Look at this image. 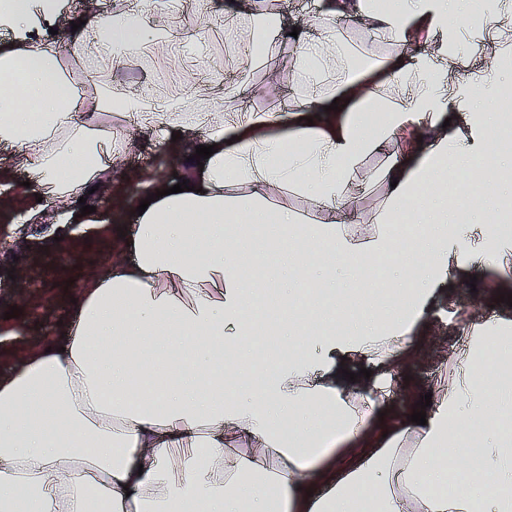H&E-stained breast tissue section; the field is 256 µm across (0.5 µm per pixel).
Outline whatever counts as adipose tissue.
I'll return each mask as SVG.
<instances>
[{
	"mask_svg": "<svg viewBox=\"0 0 512 512\" xmlns=\"http://www.w3.org/2000/svg\"><path fill=\"white\" fill-rule=\"evenodd\" d=\"M464 2L323 0L319 37L303 29L293 39L279 16L242 11L237 0H202L196 26L178 33L137 7L84 13L75 29L62 19L64 0H0V148L36 190L77 204L149 134L166 139L188 184L160 198L147 186L155 200L130 214L112 264L79 289L55 337L22 345L0 375V512H512V315L470 322L426 424L386 412L385 375L352 383L342 373L352 357L409 362L431 299L474 251L512 285V236L469 219L489 204V186L465 192L451 222L425 225L411 242L392 229L413 208L447 205V194L430 198L426 188L482 165L503 121L470 102L493 93L512 49V10L481 0L474 17ZM360 18L373 35L363 56L379 59L388 81L366 82L336 32L335 20ZM221 20L257 45L272 29L291 39L282 66L303 92L288 107L228 121L198 88L169 99L121 82L95 90L89 106L64 91V55L117 74L136 52L215 37ZM423 31L437 47L406 55ZM379 37L391 47L383 57ZM475 40L487 66L449 84ZM116 103L126 119L119 133L101 119ZM424 123L443 136L393 156L376 230L356 244L342 218L354 170ZM190 132L216 148L204 163L184 145ZM241 185L250 195L234 196ZM282 186L326 221L274 206ZM307 244L327 269L343 265L360 281L376 260L400 261L402 285L363 298L330 274L316 304L301 308ZM258 248L273 253L290 287L246 277ZM411 251L427 263H406ZM244 357L262 372H237ZM380 423L395 439L355 454Z\"/></svg>",
	"mask_w": 512,
	"mask_h": 512,
	"instance_id": "ef3b65f1",
	"label": "adipose tissue"
}]
</instances>
